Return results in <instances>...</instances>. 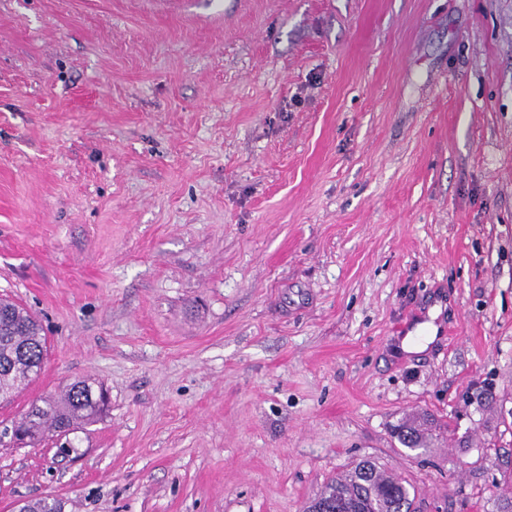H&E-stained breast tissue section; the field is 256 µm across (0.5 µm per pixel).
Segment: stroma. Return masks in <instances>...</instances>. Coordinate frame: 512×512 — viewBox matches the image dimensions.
Listing matches in <instances>:
<instances>
[{"instance_id": "1", "label": "stroma", "mask_w": 512, "mask_h": 512, "mask_svg": "<svg viewBox=\"0 0 512 512\" xmlns=\"http://www.w3.org/2000/svg\"><path fill=\"white\" fill-rule=\"evenodd\" d=\"M1 294L47 356L0 424L110 403L0 444V512H304L366 458L498 512L512 0H0ZM437 333V328L431 322H426L418 326L416 335L410 334L401 343L402 351L406 353H419L427 348ZM424 334L423 336H420ZM33 401L15 425L21 444L37 445L46 437L64 436L95 421L107 406L106 393L101 385L87 379L69 384L57 397Z\"/></svg>"}]
</instances>
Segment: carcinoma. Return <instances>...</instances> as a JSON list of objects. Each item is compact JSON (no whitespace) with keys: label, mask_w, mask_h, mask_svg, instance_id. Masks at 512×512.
I'll list each match as a JSON object with an SVG mask.
<instances>
[{"label":"carcinoma","mask_w":512,"mask_h":512,"mask_svg":"<svg viewBox=\"0 0 512 512\" xmlns=\"http://www.w3.org/2000/svg\"><path fill=\"white\" fill-rule=\"evenodd\" d=\"M47 352L43 327L25 308L0 298V399L11 400L40 374ZM107 406L106 393L87 379L69 384L64 392L32 402L15 425L18 441L34 446L48 436L66 437L95 421ZM398 438L411 449L420 447L419 429L399 427ZM415 495L401 477L365 459L331 479L307 512H415ZM67 501L43 498L25 503L19 512H66Z\"/></svg>","instance_id":"obj_1"}]
</instances>
